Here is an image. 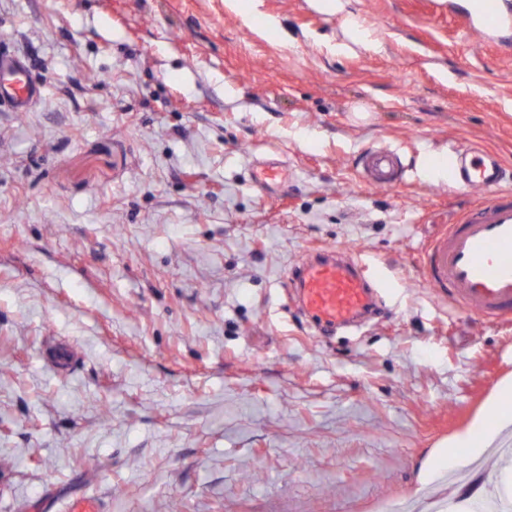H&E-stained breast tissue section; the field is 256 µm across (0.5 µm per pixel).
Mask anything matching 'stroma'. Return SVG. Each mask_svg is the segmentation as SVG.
I'll use <instances>...</instances> for the list:
<instances>
[{"label": "stroma", "instance_id": "stroma-1", "mask_svg": "<svg viewBox=\"0 0 512 512\" xmlns=\"http://www.w3.org/2000/svg\"><path fill=\"white\" fill-rule=\"evenodd\" d=\"M238 2L0 0L42 90L0 108V512H468L504 476L456 441L512 384V317L428 288L422 255L484 197L431 163L478 143L512 169V40L352 0L384 49L339 55L310 0ZM379 146L389 189L359 178ZM271 159L284 190L255 185ZM319 247L388 278L360 331L288 297ZM360 165V177L367 186H392L404 175L398 154L385 146L368 149Z\"/></svg>", "mask_w": 512, "mask_h": 512}]
</instances>
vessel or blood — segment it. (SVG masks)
<instances>
[{"instance_id":"vessel-or-blood-1","label":"vessel or blood","mask_w":512,"mask_h":512,"mask_svg":"<svg viewBox=\"0 0 512 512\" xmlns=\"http://www.w3.org/2000/svg\"><path fill=\"white\" fill-rule=\"evenodd\" d=\"M464 20L487 35L512 28V0H470ZM40 95L26 68L0 50V103L26 111ZM453 180L459 189H487L478 205L432 242L427 250L426 285L448 288L456 303L484 317L512 314V192L501 189L506 171L499 159L477 145L455 151ZM360 177L369 186H391L404 175L398 154L388 147L368 149L360 159ZM260 182L271 188L284 182L287 169L261 163ZM366 268L349 256L319 248L292 270L288 286L301 312L322 331L359 323L377 304V285Z\"/></svg>"}]
</instances>
